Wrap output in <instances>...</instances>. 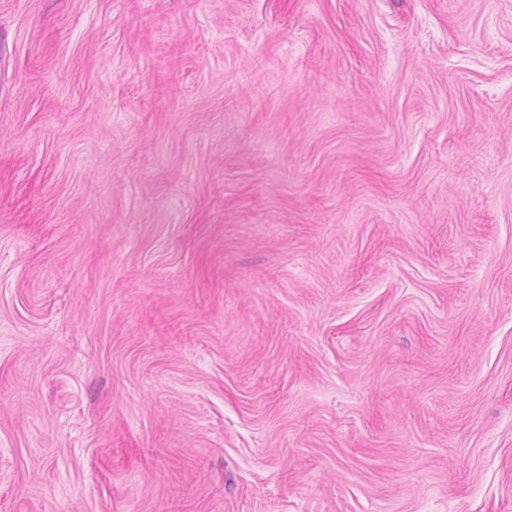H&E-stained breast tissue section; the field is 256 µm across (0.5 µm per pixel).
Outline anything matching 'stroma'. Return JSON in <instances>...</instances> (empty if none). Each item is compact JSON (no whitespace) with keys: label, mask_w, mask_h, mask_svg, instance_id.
Instances as JSON below:
<instances>
[{"label":"stroma","mask_w":512,"mask_h":512,"mask_svg":"<svg viewBox=\"0 0 512 512\" xmlns=\"http://www.w3.org/2000/svg\"><path fill=\"white\" fill-rule=\"evenodd\" d=\"M0 512H512V0H0Z\"/></svg>","instance_id":"1"}]
</instances>
